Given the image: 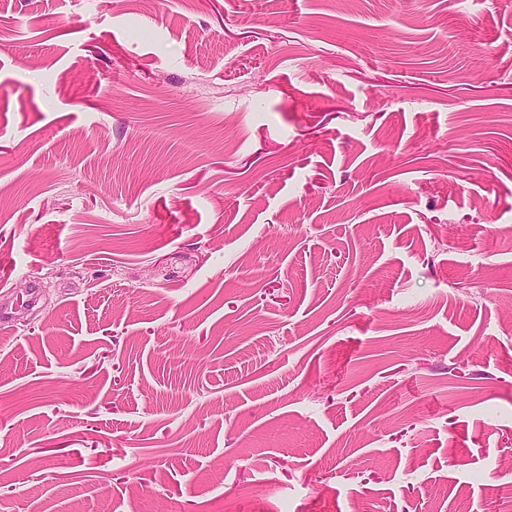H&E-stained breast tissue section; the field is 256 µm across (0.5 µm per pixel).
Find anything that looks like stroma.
I'll return each mask as SVG.
<instances>
[{
	"label": "stroma",
	"mask_w": 512,
	"mask_h": 512,
	"mask_svg": "<svg viewBox=\"0 0 512 512\" xmlns=\"http://www.w3.org/2000/svg\"><path fill=\"white\" fill-rule=\"evenodd\" d=\"M4 307L0 512H512V0H0Z\"/></svg>",
	"instance_id": "stroma-1"
}]
</instances>
